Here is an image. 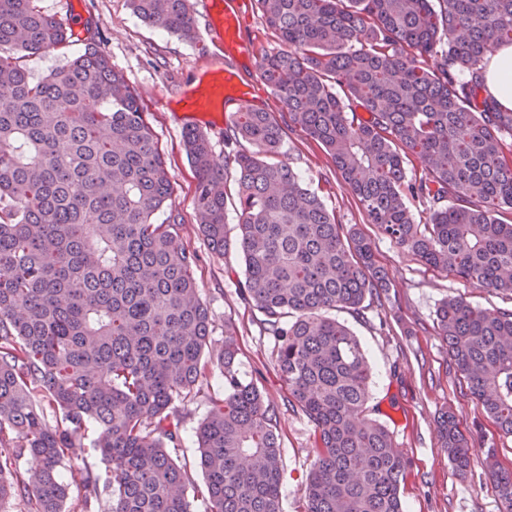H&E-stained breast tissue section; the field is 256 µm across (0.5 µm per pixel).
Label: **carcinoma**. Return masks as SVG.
<instances>
[{
    "instance_id": "obj_1",
    "label": "carcinoma",
    "mask_w": 512,
    "mask_h": 512,
    "mask_svg": "<svg viewBox=\"0 0 512 512\" xmlns=\"http://www.w3.org/2000/svg\"><path fill=\"white\" fill-rule=\"evenodd\" d=\"M39 0H0V512H62L58 475L87 421L112 465V512H191L190 478L171 456L182 420L171 404L206 376L210 319L177 224L155 215L172 176L124 75L90 29L78 55L36 79L15 53L75 43ZM146 23L192 41L191 0H130ZM283 48L261 57L263 81L331 155L367 223L435 268L512 294V111L488 93L483 66L512 45V0H257ZM283 128L246 109L224 133L233 157L244 263L239 288L264 315L275 367L315 426L303 512H403L405 461L367 415L371 364L330 312L359 313L386 287L371 242L344 231L281 155ZM195 207L212 251L228 247L226 169L207 134L189 130ZM421 160L407 174L408 157ZM425 206L420 224L407 206ZM448 356L501 435L512 436V310L461 297L436 310ZM224 328V397L196 437L205 512H279L275 415L235 369ZM63 412L50 427L38 397ZM455 472L471 448L453 414L436 420ZM32 454L34 472L12 469ZM491 490L512 512V470L486 452ZM78 512L99 500L81 478Z\"/></svg>"
}]
</instances>
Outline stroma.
I'll use <instances>...</instances> for the list:
<instances>
[{
    "instance_id": "1",
    "label": "stroma",
    "mask_w": 512,
    "mask_h": 512,
    "mask_svg": "<svg viewBox=\"0 0 512 512\" xmlns=\"http://www.w3.org/2000/svg\"><path fill=\"white\" fill-rule=\"evenodd\" d=\"M75 2L83 16L98 23L113 67L138 95L173 175L166 211L176 219L181 243L198 255L193 276L210 318L211 345L204 354L208 370L194 398L172 405L183 419V430L171 455L187 467L195 485H203L195 431L207 416L211 399L224 394L216 355L224 345L225 329H232L240 376L257 383L276 413L284 469L281 512H302L306 478L315 458L314 425L290 399L274 368V340L264 330L261 313L239 292L243 267L236 244H229L221 256L207 243L194 205L196 178L186 154L185 126L166 107L167 100L213 58L217 47L205 33L187 42L143 22L129 0ZM283 152L304 184L335 213L338 223L356 226L371 241L377 265L388 274L387 288L367 301L360 314L340 311L336 317L359 336L373 365L368 406L371 417L390 430L406 462L401 485L404 512H501L483 461L491 449L502 469H512V437L499 434L450 360L437 328L436 309L444 299L460 297L481 308L511 310L512 296L477 286L402 251L376 225L367 223L358 198L344 185L331 156L300 129H288ZM447 410L474 450L472 473L464 479L455 473L436 434L435 421ZM97 435L96 424L87 423L59 469L61 480L69 485L63 512H74L84 497L79 473L104 479L112 475L111 466L94 446Z\"/></svg>"
}]
</instances>
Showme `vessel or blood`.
<instances>
[{
    "instance_id": "vessel-or-blood-1",
    "label": "vessel or blood",
    "mask_w": 512,
    "mask_h": 512,
    "mask_svg": "<svg viewBox=\"0 0 512 512\" xmlns=\"http://www.w3.org/2000/svg\"><path fill=\"white\" fill-rule=\"evenodd\" d=\"M205 7L207 33L219 41L224 60L201 71L176 100L174 109L185 115L208 116L210 124L219 127L224 117L252 106L257 82L244 78L235 62L256 57L257 51L243 37L240 0H206Z\"/></svg>"
}]
</instances>
